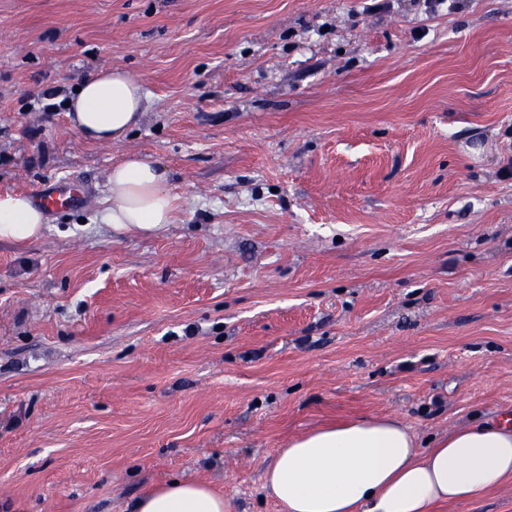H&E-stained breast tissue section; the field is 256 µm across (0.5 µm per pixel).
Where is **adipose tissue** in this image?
Here are the masks:
<instances>
[{
	"mask_svg": "<svg viewBox=\"0 0 512 512\" xmlns=\"http://www.w3.org/2000/svg\"><path fill=\"white\" fill-rule=\"evenodd\" d=\"M147 93L119 69L85 79L68 98L71 126L91 142L120 141L138 125ZM102 223L115 232L156 233L175 223L178 198L153 160L131 157L108 176ZM44 211L24 195L0 196V242L40 237ZM512 481V420L464 424L420 446L402 419L361 417L310 431L279 449L263 488L284 512H434L481 499ZM130 512H232L206 484L171 479L132 501Z\"/></svg>",
	"mask_w": 512,
	"mask_h": 512,
	"instance_id": "obj_1",
	"label": "adipose tissue"
}]
</instances>
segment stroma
Wrapping results in <instances>:
<instances>
[{"label": "stroma", "instance_id": "1", "mask_svg": "<svg viewBox=\"0 0 512 512\" xmlns=\"http://www.w3.org/2000/svg\"><path fill=\"white\" fill-rule=\"evenodd\" d=\"M365 6L0 0V194L86 189L0 242V512L174 477L282 512L263 471L307 430L512 414V0ZM104 68L148 93L109 145L63 107ZM133 155L179 198L155 235L97 218ZM34 197L38 205L47 210L76 207L84 201L83 191L73 182L61 179L35 190Z\"/></svg>", "mask_w": 512, "mask_h": 512}]
</instances>
